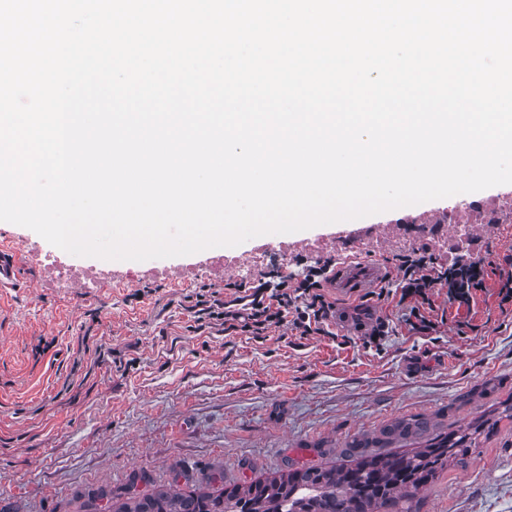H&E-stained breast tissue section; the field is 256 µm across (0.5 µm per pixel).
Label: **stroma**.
Masks as SVG:
<instances>
[{
	"label": "stroma",
	"mask_w": 512,
	"mask_h": 512,
	"mask_svg": "<svg viewBox=\"0 0 512 512\" xmlns=\"http://www.w3.org/2000/svg\"><path fill=\"white\" fill-rule=\"evenodd\" d=\"M489 245L486 291L468 307L435 291L433 331L407 322L394 253L379 250L361 258L384 265L388 295L327 288L330 333L304 338L196 331L195 289L234 296L205 250L167 261L191 279L135 288L62 291L31 263L19 287L0 288V512H89L93 490L123 497L142 469L159 486L217 470L241 486L351 463L354 440L411 453L460 428L472 450L416 492L413 512H512V312L497 298L512 223ZM380 325L384 337L364 345L363 329ZM414 419L420 430L393 435Z\"/></svg>",
	"instance_id": "35a3bbf8"
}]
</instances>
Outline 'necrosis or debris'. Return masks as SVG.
<instances>
[{
	"instance_id": "1",
	"label": "necrosis or debris",
	"mask_w": 512,
	"mask_h": 512,
	"mask_svg": "<svg viewBox=\"0 0 512 512\" xmlns=\"http://www.w3.org/2000/svg\"><path fill=\"white\" fill-rule=\"evenodd\" d=\"M444 221L438 222L428 215L406 214L396 231L388 236L367 233L363 236H346L339 240L309 238L303 245L304 252L325 255L335 249L373 252L381 248L396 251L417 249L420 243H428L458 256H475L481 242L475 237L477 224L499 226L512 222V198L493 196L482 192L467 194L460 207L445 210ZM43 269L54 287L69 288L73 285L91 284L104 287L112 280L111 263L84 262L76 256H44Z\"/></svg>"
}]
</instances>
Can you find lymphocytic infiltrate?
Here are the masks:
<instances>
[{"instance_id": "f902f5d3", "label": "lymphocytic infiltrate", "mask_w": 512, "mask_h": 512, "mask_svg": "<svg viewBox=\"0 0 512 512\" xmlns=\"http://www.w3.org/2000/svg\"><path fill=\"white\" fill-rule=\"evenodd\" d=\"M397 269L401 274L400 299L410 302L413 327L423 333L434 328L422 309L435 289H447L449 301L462 306L486 288L485 264L480 258L449 262L422 250L398 258ZM331 273V264L314 266L301 279L283 275L272 285L262 281L229 300L211 287H201L192 307L195 322L201 328L219 326L227 332L257 337L281 327L302 337L328 335V322L336 311L324 293Z\"/></svg>"}]
</instances>
